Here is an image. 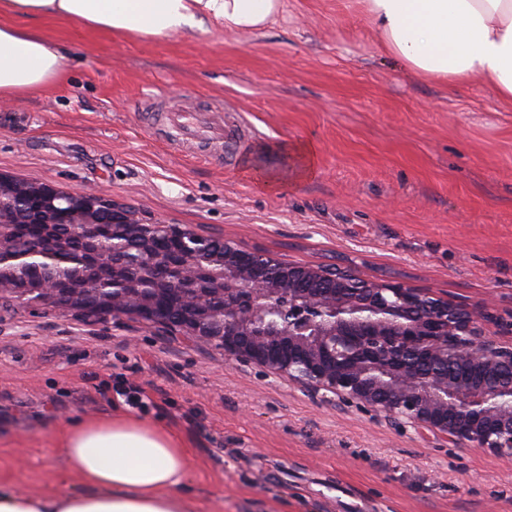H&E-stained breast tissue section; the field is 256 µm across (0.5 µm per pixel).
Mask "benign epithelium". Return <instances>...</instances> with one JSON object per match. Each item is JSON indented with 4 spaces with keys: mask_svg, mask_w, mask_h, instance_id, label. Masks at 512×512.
<instances>
[{
    "mask_svg": "<svg viewBox=\"0 0 512 512\" xmlns=\"http://www.w3.org/2000/svg\"><path fill=\"white\" fill-rule=\"evenodd\" d=\"M68 233L58 231L56 201ZM35 207L41 241L19 253L10 211ZM112 212L121 237L106 245L100 214ZM180 246L182 315L169 323L158 306L163 285L133 282L131 267L157 259L156 240ZM181 224L144 218L96 191L65 193L0 174V302L30 295L20 285L29 259L55 271L31 300L61 314L111 316L156 325L188 340L214 343L224 358L313 390L327 401L355 403L458 447L512 458V312L487 301H456L400 280H373L351 264L288 262ZM222 267L201 278L199 260ZM107 290L105 303L83 306L88 283Z\"/></svg>",
    "mask_w": 512,
    "mask_h": 512,
    "instance_id": "1",
    "label": "benign epithelium"
}]
</instances>
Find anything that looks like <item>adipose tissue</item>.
Instances as JSON below:
<instances>
[{"mask_svg": "<svg viewBox=\"0 0 512 512\" xmlns=\"http://www.w3.org/2000/svg\"><path fill=\"white\" fill-rule=\"evenodd\" d=\"M381 51L421 82L478 83L512 107V0H359ZM282 0H0V103L47 88L61 47L20 18L76 20L152 37L218 25L236 34L266 27ZM82 490L45 494L0 487V512H206L190 492V463L169 432L126 413L75 421L61 443Z\"/></svg>", "mask_w": 512, "mask_h": 512, "instance_id": "obj_1", "label": "adipose tissue"}]
</instances>
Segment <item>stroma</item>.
I'll return each mask as SVG.
<instances>
[{
  "mask_svg": "<svg viewBox=\"0 0 512 512\" xmlns=\"http://www.w3.org/2000/svg\"><path fill=\"white\" fill-rule=\"evenodd\" d=\"M51 91L0 108V173L302 264H353L512 310V109L421 83L381 54L357 0H283L265 28L164 38L46 19ZM224 106L237 157L195 152L149 111ZM318 148L305 180L264 189ZM144 392L142 406L125 394ZM121 410L175 433L223 512H512V460L320 396L153 325L0 303V485L55 490L71 420ZM55 452L54 468L43 465Z\"/></svg>",
  "mask_w": 512,
  "mask_h": 512,
  "instance_id": "35a3bbf8",
  "label": "stroma"
}]
</instances>
